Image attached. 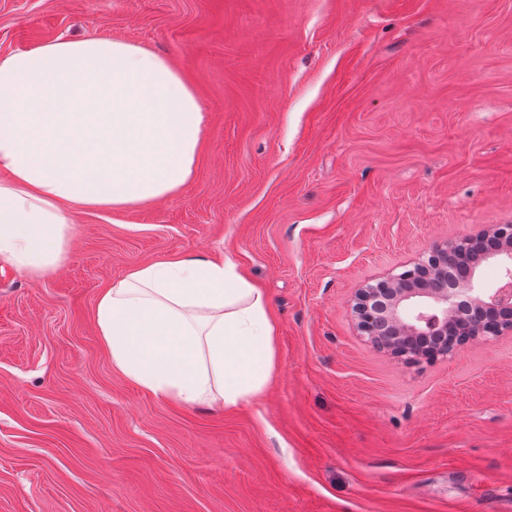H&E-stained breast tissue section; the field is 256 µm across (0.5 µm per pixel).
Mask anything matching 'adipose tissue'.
<instances>
[{"instance_id":"adipose-tissue-1","label":"adipose tissue","mask_w":512,"mask_h":512,"mask_svg":"<svg viewBox=\"0 0 512 512\" xmlns=\"http://www.w3.org/2000/svg\"><path fill=\"white\" fill-rule=\"evenodd\" d=\"M204 119L182 74L135 43L57 38L0 59V260L51 275L73 210L180 193ZM94 321L113 369L165 401L233 409L276 369L268 299L228 256L135 266L99 291Z\"/></svg>"}]
</instances>
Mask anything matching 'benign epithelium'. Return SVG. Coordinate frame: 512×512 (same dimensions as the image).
I'll return each instance as SVG.
<instances>
[{"label":"benign epithelium","instance_id":"benign-epithelium-1","mask_svg":"<svg viewBox=\"0 0 512 512\" xmlns=\"http://www.w3.org/2000/svg\"><path fill=\"white\" fill-rule=\"evenodd\" d=\"M478 238L489 242V260L504 264L503 276L490 290L475 287L474 273L448 289V254H466ZM461 296L495 322L461 331L460 343L452 348L425 352L428 338L448 336ZM351 312L361 336L408 364L448 356L470 342L512 333V224H494L475 237L436 246L401 273L365 284L358 289Z\"/></svg>","mask_w":512,"mask_h":512}]
</instances>
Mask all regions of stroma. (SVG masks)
I'll list each match as a JSON object with an SVG mask.
<instances>
[{"mask_svg":"<svg viewBox=\"0 0 512 512\" xmlns=\"http://www.w3.org/2000/svg\"><path fill=\"white\" fill-rule=\"evenodd\" d=\"M146 46L206 121L178 195L86 209L64 265L0 262V512H512V334L410 366L358 333L366 282L512 224V0H0V59ZM227 255L277 365L233 410L112 369L96 297Z\"/></svg>","mask_w":512,"mask_h":512,"instance_id":"1","label":"stroma"}]
</instances>
